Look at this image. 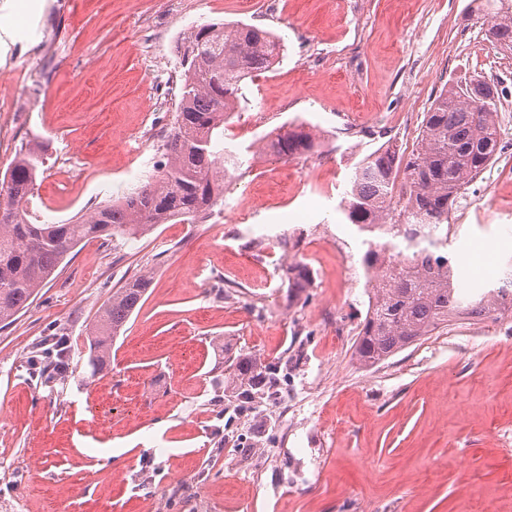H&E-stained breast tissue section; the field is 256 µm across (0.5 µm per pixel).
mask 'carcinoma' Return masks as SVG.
I'll return each mask as SVG.
<instances>
[{
  "instance_id": "carcinoma-1",
  "label": "carcinoma",
  "mask_w": 512,
  "mask_h": 512,
  "mask_svg": "<svg viewBox=\"0 0 512 512\" xmlns=\"http://www.w3.org/2000/svg\"><path fill=\"white\" fill-rule=\"evenodd\" d=\"M492 12L487 35L512 50V0H472ZM284 46L271 32L242 23H209L195 29L181 60V97L174 126L164 144L166 161L159 174L121 200L62 224H35L29 197L45 159L40 146L29 144L16 153L0 183V325L11 323L26 309L39 289L56 273L67 255L83 242L110 237L134 238L172 221L187 224L211 212L224 197V171L216 166V140L224 133V115L233 109L240 84L253 74L270 70ZM472 81L450 83L426 112L418 147L406 163L389 148L365 156L355 166L340 210L348 224L361 231L384 226L398 229L413 256L400 264L375 289L354 346L356 359L374 366L448 326V316L464 311L478 318L497 319L506 310L489 299L497 287L465 298L453 284L448 240L437 237L423 246L417 229L448 223L461 207L468 188L502 151V134L495 120L500 96L495 82L481 80L478 103ZM315 139L305 126L292 125L267 139L262 151L277 157H297L313 151ZM406 196L395 212L398 175ZM391 247L372 242L363 262L383 264ZM292 288L309 283L306 266L287 271ZM151 280L139 275L112 292L88 336L92 374L110 365L112 343L143 301ZM240 397L251 400L277 383L275 368L261 369L244 360L229 364Z\"/></svg>"
}]
</instances>
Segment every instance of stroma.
Masks as SVG:
<instances>
[{
    "label": "stroma",
    "mask_w": 512,
    "mask_h": 512,
    "mask_svg": "<svg viewBox=\"0 0 512 512\" xmlns=\"http://www.w3.org/2000/svg\"><path fill=\"white\" fill-rule=\"evenodd\" d=\"M43 0L0 65V177L44 149L31 209L67 222L154 178L181 94L182 28L279 36L219 147L246 159L194 223L79 245L0 328V512H512V318L449 323L372 367L353 345L361 289L337 282L340 202L379 148L409 157L445 86L494 80L512 127V52L471 0ZM318 151L261 153L287 124ZM470 186L454 252L470 296L512 265V140ZM255 207L236 219L243 199ZM328 246L311 253L310 238ZM311 282L292 288L290 264ZM148 274L139 310L91 375L87 336L114 288ZM68 343L65 378L41 369ZM277 368L244 403L226 358ZM111 406L98 424L89 406Z\"/></svg>",
    "instance_id": "1"
}]
</instances>
